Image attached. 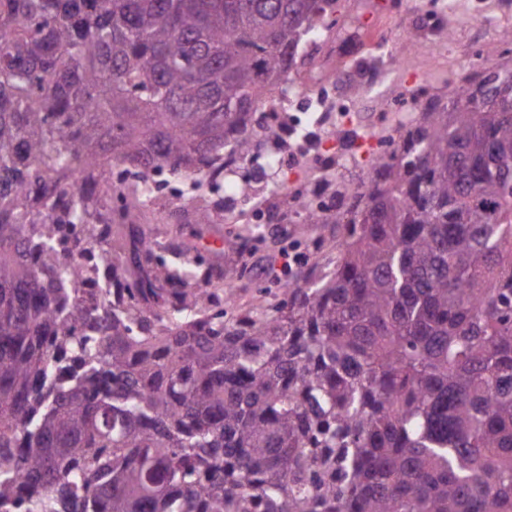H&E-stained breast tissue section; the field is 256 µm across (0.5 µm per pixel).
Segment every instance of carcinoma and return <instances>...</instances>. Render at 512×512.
Masks as SVG:
<instances>
[{"mask_svg": "<svg viewBox=\"0 0 512 512\" xmlns=\"http://www.w3.org/2000/svg\"><path fill=\"white\" fill-rule=\"evenodd\" d=\"M336 0H0V512H512V67L381 137L276 303L143 229Z\"/></svg>", "mask_w": 512, "mask_h": 512, "instance_id": "carcinoma-1", "label": "carcinoma"}]
</instances>
